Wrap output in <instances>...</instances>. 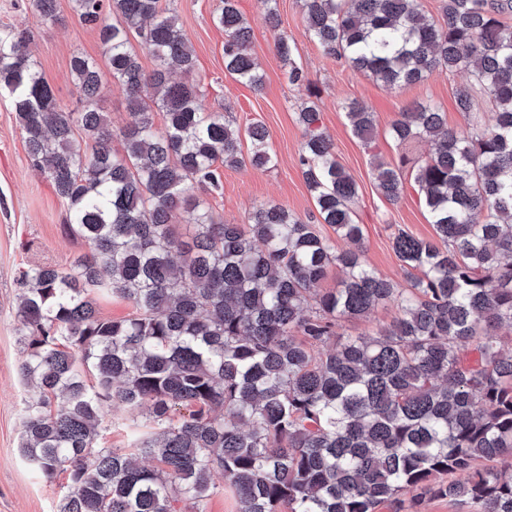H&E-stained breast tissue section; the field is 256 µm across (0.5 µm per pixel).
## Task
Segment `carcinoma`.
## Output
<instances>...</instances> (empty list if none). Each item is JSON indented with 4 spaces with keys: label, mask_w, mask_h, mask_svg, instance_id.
Returning <instances> with one entry per match:
<instances>
[{
    "label": "carcinoma",
    "mask_w": 512,
    "mask_h": 512,
    "mask_svg": "<svg viewBox=\"0 0 512 512\" xmlns=\"http://www.w3.org/2000/svg\"><path fill=\"white\" fill-rule=\"evenodd\" d=\"M235 2L219 0L214 16L224 28V67L259 89L251 28ZM301 2L305 34L325 54L389 88L440 67L471 78L455 93L472 118L469 136L449 130L437 107L415 103L390 136L401 145L428 140L431 155L373 163L390 201L401 198L410 168L437 236L394 237L404 268L421 273L406 288L362 259L358 185L336 160L313 100L298 112L299 164L317 223L265 203L249 223L230 224L190 194L221 192L217 164L243 162L241 132L223 113L203 111L199 84L174 78L192 72L194 51L162 0H74L104 53L102 65L71 60L79 112L59 104L32 59L31 33L0 25V94L31 166L66 205L67 233L87 246L67 269L32 265L17 279L27 388L19 448L44 478L68 473L56 512H201L217 474L238 512H377L385 504L419 512L427 496L512 512V468L494 465L512 458V351L497 333L512 325V29L503 21L512 0H445L441 23L416 0ZM262 5L289 83L316 96L295 62V40L278 31L277 0ZM29 7L39 23L57 19L56 0ZM109 82L127 98L117 132L100 105ZM482 92L494 109L487 120L476 109ZM345 110L353 134L370 143L374 112L357 101ZM246 135L251 165L275 167L266 128L253 123ZM178 215L193 226L189 241L175 233ZM319 224L356 249L333 253ZM333 264L344 277L323 291ZM95 292L130 302L133 314L102 318ZM388 302L398 310L389 327L336 336V319L364 318ZM112 403L147 421L135 456L96 447Z\"/></svg>",
    "instance_id": "1"
}]
</instances>
